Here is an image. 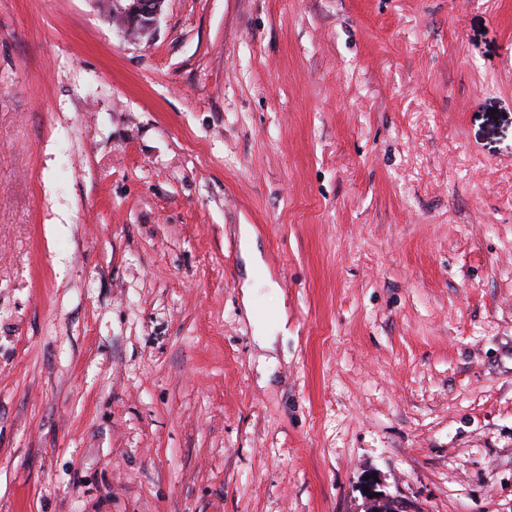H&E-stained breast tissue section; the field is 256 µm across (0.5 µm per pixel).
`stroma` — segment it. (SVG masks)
Returning a JSON list of instances; mask_svg holds the SVG:
<instances>
[{
    "instance_id": "1",
    "label": "stroma",
    "mask_w": 512,
    "mask_h": 512,
    "mask_svg": "<svg viewBox=\"0 0 512 512\" xmlns=\"http://www.w3.org/2000/svg\"><path fill=\"white\" fill-rule=\"evenodd\" d=\"M109 10L0 0V512H512V0ZM110 19L130 38L148 35L155 27L165 0H111ZM241 244L242 255L248 270V280L242 287L243 302L248 308L250 315L257 326L255 340L258 345L261 348H272V344L276 339L274 334L285 329L286 320L285 317L282 316L275 322L269 323L258 315L253 303L256 295V288L254 287L255 282L257 281L253 277V272L261 265L262 260L255 248L254 234L247 224L241 226Z\"/></svg>"
}]
</instances>
